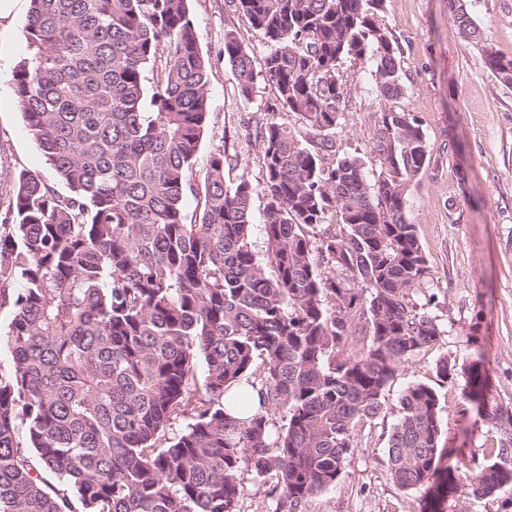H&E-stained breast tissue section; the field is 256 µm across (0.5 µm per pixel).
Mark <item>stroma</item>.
Wrapping results in <instances>:
<instances>
[{
	"label": "stroma",
	"instance_id": "1",
	"mask_svg": "<svg viewBox=\"0 0 512 512\" xmlns=\"http://www.w3.org/2000/svg\"><path fill=\"white\" fill-rule=\"evenodd\" d=\"M467 7L494 51L512 58V0H468ZM28 9L29 0H18L0 19L1 216L19 173L66 189L31 138L11 81L27 55ZM189 9L209 61V120L195 166L203 168L211 154L230 144L239 163L225 169L226 181H261V152L224 61V31L236 28L255 59L269 47L226 0H189ZM381 19L403 44L402 104L419 117L432 150L429 168L408 187L405 216L417 227L428 266L412 295L441 335L402 361L386 388L383 416L357 428L336 486L309 498L303 512H421L419 494L398 488L387 463L399 399L415 382L436 391L446 464L481 454L490 426L462 383L437 376L440 358L455 362L460 375H479L492 398L512 405V88L489 73L481 49L460 35L448 0H385ZM371 70L368 64L349 65L352 108L334 140L337 157L359 158L365 169L375 170L372 136L383 103Z\"/></svg>",
	"mask_w": 512,
	"mask_h": 512
}]
</instances>
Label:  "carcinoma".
Masks as SVG:
<instances>
[{
  "label": "carcinoma",
  "mask_w": 512,
  "mask_h": 512,
  "mask_svg": "<svg viewBox=\"0 0 512 512\" xmlns=\"http://www.w3.org/2000/svg\"><path fill=\"white\" fill-rule=\"evenodd\" d=\"M383 2L230 0L270 46L257 64L224 31L240 99L253 102L260 74L275 89L247 118L263 156L255 184L225 181L239 162L226 149L193 175L209 63L188 0H30L28 55L12 80L68 191L21 173L0 223L13 361L0 374V512H73L75 500L82 512H239L244 470L274 512H302L336 485L355 427L382 413L401 360L440 336L410 294L427 260L405 196L430 150L400 105L404 51L381 22ZM449 5L490 74L512 86V58L493 50L465 0ZM356 62L372 63L384 103L370 175L333 150ZM276 112L301 116L308 138L266 117ZM336 214L341 234L322 232ZM358 336L370 343L354 356L346 346ZM484 403L490 445L446 467L441 489L498 495L512 512V407ZM400 410L389 473L424 498L443 458L435 390L409 385ZM181 416L184 430L158 446Z\"/></svg>",
  "instance_id": "1"
}]
</instances>
